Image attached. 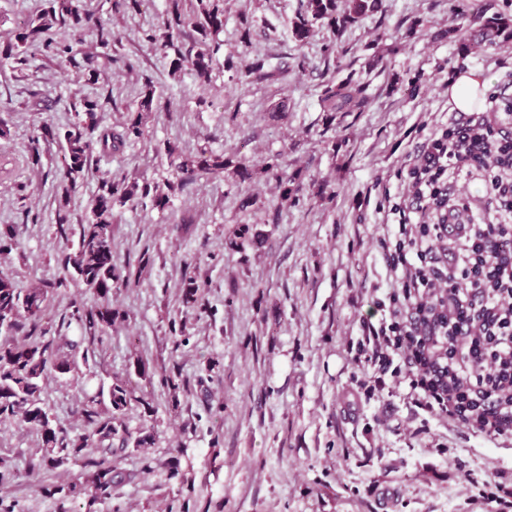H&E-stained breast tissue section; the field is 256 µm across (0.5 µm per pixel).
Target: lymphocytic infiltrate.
<instances>
[{
	"mask_svg": "<svg viewBox=\"0 0 512 512\" xmlns=\"http://www.w3.org/2000/svg\"><path fill=\"white\" fill-rule=\"evenodd\" d=\"M480 174L495 210L449 179ZM382 243L390 273L377 321L355 359L402 378L416 414L445 418L489 441L512 438V105L450 117L421 143Z\"/></svg>",
	"mask_w": 512,
	"mask_h": 512,
	"instance_id": "lymphocytic-infiltrate-1",
	"label": "lymphocytic infiltrate"
}]
</instances>
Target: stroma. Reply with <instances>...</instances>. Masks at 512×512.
Here are the masks:
<instances>
[{"mask_svg": "<svg viewBox=\"0 0 512 512\" xmlns=\"http://www.w3.org/2000/svg\"><path fill=\"white\" fill-rule=\"evenodd\" d=\"M86 2L113 24L125 67L101 69L93 84L63 57L37 53L21 74L0 58V124L8 130L0 136V227L12 225L17 240L0 256V273L22 288L62 274L56 256L65 243L55 224L62 188L54 176L60 145L42 132L72 124L75 92L104 100L110 127L137 111L145 82L156 89L157 110L145 139L94 156L72 224L85 217L96 173L141 182L165 176L167 142L237 155L259 174L240 186H189L164 210L143 204L122 211L113 229L119 263L140 266L145 254L150 262L138 283L113 296L121 318L94 344L88 368L107 382L135 378L136 360L148 362L154 413L145 416L134 404L126 422L133 429L153 424L155 462L147 471L136 453L113 448V461L132 481L77 512H380L386 493L390 512H486L470 499L465 479L500 470L512 480V441L489 442L442 419L421 423L393 379L366 396L372 370L354 362L352 347L362 321L380 316L372 300L389 282L380 240L396 221L391 208L410 159L455 111L449 78L481 69L493 77L491 95L512 99V42L464 53L444 32L475 23L456 14L453 0H382L381 11L352 27L328 57L326 27L316 26L302 48L291 35L301 0H226L222 48L202 104L191 75L172 78L145 39L159 28L166 0H144L120 14L113 0ZM257 54L269 68L287 67L286 79L240 81V69ZM348 77L365 86L367 99L326 124L322 83ZM283 102L288 114L280 119L274 112ZM275 168L295 175L299 204L281 199ZM321 186L332 201H320ZM247 193L258 202L244 208ZM175 212L192 216L189 231L171 224ZM242 227L259 241L228 249L226 238ZM189 273L206 282L208 311L179 341L169 322L180 316ZM174 368L173 391L161 378ZM44 402L59 426L81 427L76 382L50 381ZM38 444L35 433L0 422V458L15 471L0 485V499L18 502L21 512H57L45 487L77 480L82 469L31 473ZM175 462L192 469L193 488L172 478Z\"/></svg>", "mask_w": 512, "mask_h": 512, "instance_id": "stroma-1", "label": "stroma"}]
</instances>
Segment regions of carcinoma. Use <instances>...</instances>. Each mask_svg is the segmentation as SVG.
I'll return each instance as SVG.
<instances>
[{"label":"carcinoma","instance_id":"cac0c4a2","mask_svg":"<svg viewBox=\"0 0 512 512\" xmlns=\"http://www.w3.org/2000/svg\"><path fill=\"white\" fill-rule=\"evenodd\" d=\"M183 0H167L164 32L147 35L150 42L169 61V72L181 76L189 70L194 74L199 101L211 87L216 65V54L221 44L216 35L224 30V0H195L192 10L185 12ZM380 0H302V11L292 22L295 41L303 45L313 35L314 23L319 21L332 34L324 44L326 55L336 53V47L353 25L370 13L378 11ZM478 29L470 39L459 42L468 49L473 42L497 44L512 40V12L507 10L486 15L480 9L475 13ZM87 33L94 35V51L85 54L83 62L74 67L84 68L89 79L96 78L98 60L110 66L119 63L129 66L123 58L112 53L116 35L82 0H45L42 8L28 24L7 43L0 54L12 61L15 71L23 72L30 65V56L23 47H34L44 52L65 56L71 53V42ZM279 73L265 70V59L256 58L240 72L247 81L252 77L273 80ZM155 90L152 81L145 83V91L134 117L118 131L102 125V104L90 96L72 102L77 122L64 132L45 131L62 144L61 165L57 175L63 184L57 209V235L65 240L77 237L76 243L60 253L57 263L64 277L51 283L20 288L14 279L0 275V420L10 421L40 436L37 451L29 460L33 470L50 472L69 462L85 469L81 481L60 484L49 490L58 496V512H73L72 501L83 498L96 501L112 497V488L132 479L105 459L89 457L88 449L112 450V441L132 449L144 460V469H151L154 461L152 448L155 434L146 426L133 432L124 420V411L136 402L143 407L151 404L138 394L127 379H117L109 386L86 374L81 364L88 361L90 345L119 319L112 308V294L127 288L140 279L141 272H133L131 265H121L114 256L112 225L124 208H134L151 198L153 205L164 209L171 197L196 183L215 180L233 181L241 185L253 179L255 171L247 163L216 154L207 148L183 151L174 144L165 145L169 159L168 177L163 183L143 184L120 179L110 173L99 177L97 191L89 203L85 223L73 228L69 220V202L72 193L89 172L95 151H121L131 140L144 137L153 112ZM321 111L328 124L336 120L338 112H353L364 102V88L348 77L340 82L330 78L324 81L319 95ZM71 281L81 282L94 290L97 299L92 304L73 301L69 311L58 325L46 320L50 293L65 288ZM206 284L195 275L183 280L180 303L181 317L171 321L174 336L186 333L189 319L207 310ZM76 326L79 335L56 340L57 329ZM72 376L85 385V400L81 417L87 428L84 433L71 434L49 419L42 393L49 378Z\"/></svg>","mask_w":512,"mask_h":512}]
</instances>
